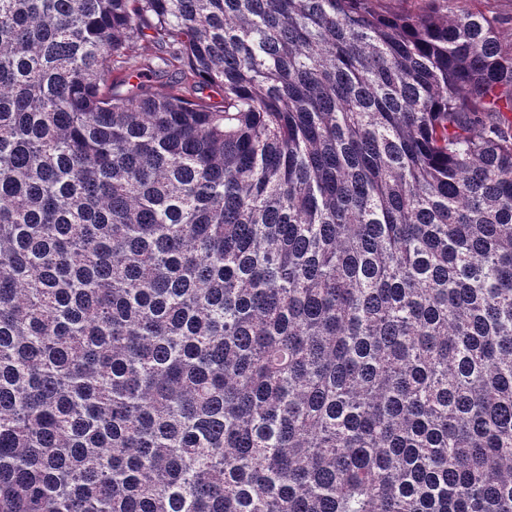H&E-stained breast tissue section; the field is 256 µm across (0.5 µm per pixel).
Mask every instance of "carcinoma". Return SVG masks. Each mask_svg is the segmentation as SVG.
<instances>
[{"label":"carcinoma","mask_w":512,"mask_h":512,"mask_svg":"<svg viewBox=\"0 0 512 512\" xmlns=\"http://www.w3.org/2000/svg\"><path fill=\"white\" fill-rule=\"evenodd\" d=\"M452 2L0 0V512H512V35Z\"/></svg>","instance_id":"cac0c4a2"}]
</instances>
